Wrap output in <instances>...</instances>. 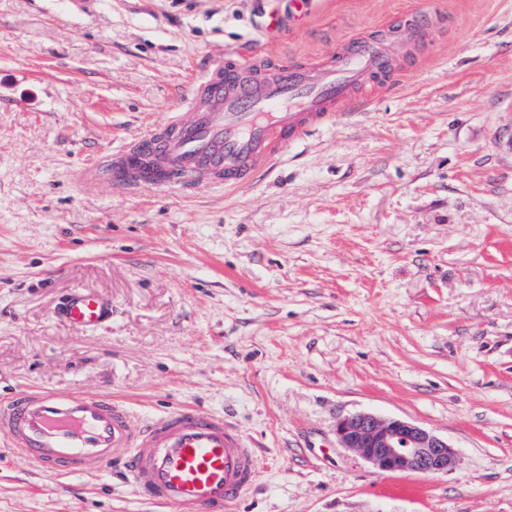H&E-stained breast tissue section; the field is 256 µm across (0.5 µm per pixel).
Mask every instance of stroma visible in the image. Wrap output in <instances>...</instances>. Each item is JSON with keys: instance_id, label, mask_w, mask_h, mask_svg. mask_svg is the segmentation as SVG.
<instances>
[{"instance_id": "stroma-1", "label": "stroma", "mask_w": 512, "mask_h": 512, "mask_svg": "<svg viewBox=\"0 0 512 512\" xmlns=\"http://www.w3.org/2000/svg\"><path fill=\"white\" fill-rule=\"evenodd\" d=\"M409 74L241 189L90 172L181 111L206 66L316 61L390 17ZM0 0V397L109 393L141 423L220 414L260 472L231 512H512V0ZM112 318L60 314L74 290ZM416 423L445 475L339 448ZM0 512H164L118 473L54 479L0 439ZM431 20L430 12H408L401 13L390 18L384 25L387 29L409 28L420 30ZM61 310L68 321L85 329L100 326L112 313L108 301L84 291L72 292L64 300ZM336 438L341 448L389 473L448 474L456 461V451L447 438L406 420L367 412L341 418Z\"/></svg>"}]
</instances>
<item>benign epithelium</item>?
<instances>
[{"instance_id":"benign-epithelium-1","label":"benign epithelium","mask_w":512,"mask_h":512,"mask_svg":"<svg viewBox=\"0 0 512 512\" xmlns=\"http://www.w3.org/2000/svg\"><path fill=\"white\" fill-rule=\"evenodd\" d=\"M336 438L342 448L373 467L389 473L446 474L456 451L448 439L412 422L358 412L341 418Z\"/></svg>"}]
</instances>
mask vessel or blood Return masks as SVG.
Returning a JSON list of instances; mask_svg holds the SVG:
<instances>
[{
    "label": "vessel or blood",
    "mask_w": 512,
    "mask_h": 512,
    "mask_svg": "<svg viewBox=\"0 0 512 512\" xmlns=\"http://www.w3.org/2000/svg\"><path fill=\"white\" fill-rule=\"evenodd\" d=\"M430 13L390 18L387 28L419 30ZM398 69L372 35L344 41L326 61L248 67L239 52L210 65L190 118L160 128L105 157L95 178L127 189L207 180L227 188L253 182L288 146L325 127L363 95L388 89ZM72 324L95 328L111 315L108 301L84 291L62 304ZM0 435L50 477L92 473L121 463L135 493L170 512H230L258 476L245 436L223 415L182 406L134 425L127 406L106 395L20 390L0 399Z\"/></svg>",
    "instance_id": "1"
}]
</instances>
